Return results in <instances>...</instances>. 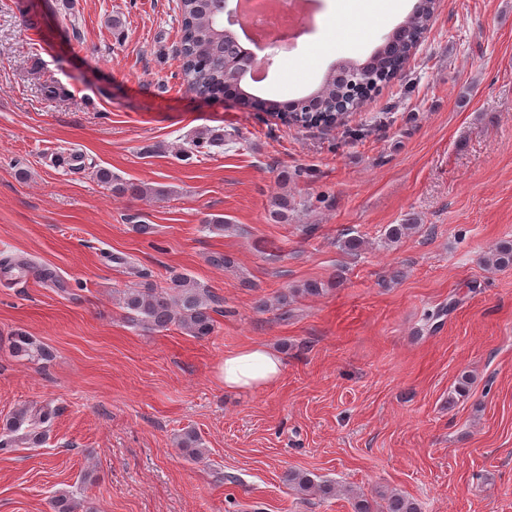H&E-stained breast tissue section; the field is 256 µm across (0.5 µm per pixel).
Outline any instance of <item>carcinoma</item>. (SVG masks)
I'll list each match as a JSON object with an SVG mask.
<instances>
[{"mask_svg":"<svg viewBox=\"0 0 512 512\" xmlns=\"http://www.w3.org/2000/svg\"><path fill=\"white\" fill-rule=\"evenodd\" d=\"M224 0H180L181 78L188 89L203 99L215 98L224 92V84L237 80L244 65L236 35L213 22L214 15L221 10ZM437 0H417L412 13L403 22L409 37L389 48V42L377 47L363 63L342 61L336 71L327 73L316 90L319 103L309 112L282 117L285 123L302 122L310 126L335 124L342 120L338 110L356 111L368 95L381 84L390 81L401 72L419 40L428 29L434 16ZM100 182L112 187V193L136 198L165 196L162 189L126 182L107 169L97 171ZM294 210V202L283 192L273 196L269 202V219L277 224L288 223V212ZM487 263L502 270L512 267V241H503L490 251ZM323 292L320 283L307 282L301 288L281 292L276 296L275 306L281 317L288 318V303L296 295L318 296ZM119 304L128 322L144 329H165L175 324L189 334L204 337L213 333V314L220 312L221 300L207 288L188 278L185 274L170 276L168 287L128 288L124 290ZM16 353L30 358H43L46 352L34 345L26 336L14 341ZM56 411L42 408L33 413L27 409L14 412L0 427V450L12 447L15 436L21 435L25 443L36 448L43 444L45 432L41 425ZM202 439L192 429L183 432L178 447L189 456H200ZM288 482L303 493H312L323 499L336 495V487L328 482H317L310 476L294 472ZM52 512H77L78 503L67 492H59L50 498ZM381 512H418L417 504L410 498L393 492L386 497L385 509Z\"/></svg>","mask_w":512,"mask_h":512,"instance_id":"obj_1","label":"carcinoma"}]
</instances>
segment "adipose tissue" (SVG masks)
<instances>
[{"mask_svg":"<svg viewBox=\"0 0 512 512\" xmlns=\"http://www.w3.org/2000/svg\"><path fill=\"white\" fill-rule=\"evenodd\" d=\"M284 362L264 346H250L225 354L222 375L230 389L252 392L275 383L282 375Z\"/></svg>","mask_w":512,"mask_h":512,"instance_id":"1","label":"adipose tissue"}]
</instances>
